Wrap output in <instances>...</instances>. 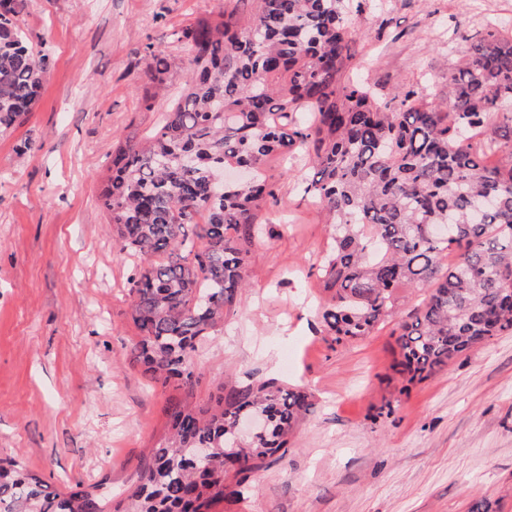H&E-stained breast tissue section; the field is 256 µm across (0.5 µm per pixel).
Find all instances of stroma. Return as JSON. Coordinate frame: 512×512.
<instances>
[{"mask_svg": "<svg viewBox=\"0 0 512 512\" xmlns=\"http://www.w3.org/2000/svg\"><path fill=\"white\" fill-rule=\"evenodd\" d=\"M236 0H22L18 23L48 69L30 114L0 132V456L51 488L121 492L164 433L172 388L128 357L130 279L98 196L112 151L150 132L147 45L183 57L173 30ZM512 21V0H375L351 12L352 77L380 94L439 93L456 29ZM242 289L195 355L193 401L274 378L312 406L286 457L269 460L224 512H512V334L401 391L393 324L339 345L322 319L318 267L332 228L297 189L302 158L269 159Z\"/></svg>", "mask_w": 512, "mask_h": 512, "instance_id": "stroma-1", "label": "stroma"}]
</instances>
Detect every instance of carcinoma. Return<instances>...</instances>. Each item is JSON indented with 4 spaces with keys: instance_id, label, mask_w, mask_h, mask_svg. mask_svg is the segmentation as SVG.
<instances>
[{
    "instance_id": "obj_1",
    "label": "carcinoma",
    "mask_w": 512,
    "mask_h": 512,
    "mask_svg": "<svg viewBox=\"0 0 512 512\" xmlns=\"http://www.w3.org/2000/svg\"><path fill=\"white\" fill-rule=\"evenodd\" d=\"M173 33L189 45L185 86L145 138L112 153L99 198L112 239L140 259L132 362L185 397L165 408L166 433L126 497L102 483L49 490L15 457H0V512H224L244 496L308 410L307 392L273 379L232 387L215 405L190 401L191 353L244 287L261 201L275 196L267 159L301 153L303 193L333 228L322 318L333 341L355 342L396 315L402 288L431 287L398 324L396 372L409 384L512 331V36L488 26L448 70L444 102L399 86L387 100L348 77L350 0H246ZM0 0V129L23 119L47 70ZM176 61L148 47L142 102L168 93ZM202 215L205 223H196ZM266 432L227 443L237 417Z\"/></svg>"
}]
</instances>
